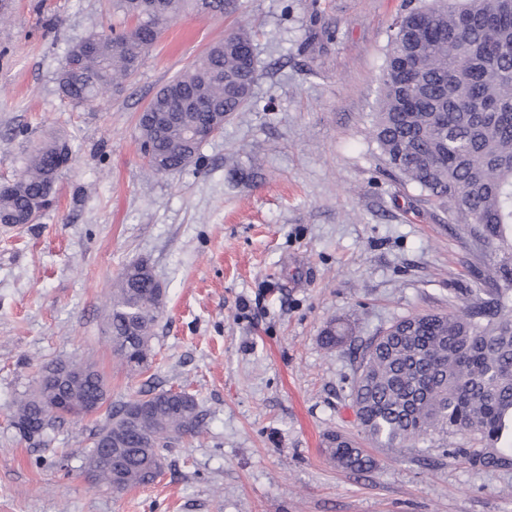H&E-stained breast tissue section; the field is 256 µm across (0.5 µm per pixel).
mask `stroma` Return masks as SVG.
I'll return each instance as SVG.
<instances>
[{
    "label": "stroma",
    "mask_w": 512,
    "mask_h": 512,
    "mask_svg": "<svg viewBox=\"0 0 512 512\" xmlns=\"http://www.w3.org/2000/svg\"><path fill=\"white\" fill-rule=\"evenodd\" d=\"M404 3L235 0L218 16L180 15L122 91L76 106L58 72L71 44L115 25L106 0H11L0 184L52 135L72 161L37 223L0 226V512H512V470L473 468L440 444L376 447L351 398L357 347L406 316L471 306L485 258L368 134ZM242 25L259 64L249 108L200 165L148 175L140 113ZM138 260L165 305L149 366L131 375L103 328ZM333 321L353 342L330 352L321 335ZM71 360L103 374L105 402L26 440L16 400ZM166 389L196 394L202 433L167 451L153 484L98 486L85 469L93 433L114 404ZM332 431L359 439L374 469L331 462Z\"/></svg>",
    "instance_id": "stroma-1"
}]
</instances>
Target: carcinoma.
Wrapping results in <instances>:
<instances>
[{
    "instance_id": "carcinoma-1",
    "label": "carcinoma",
    "mask_w": 512,
    "mask_h": 512,
    "mask_svg": "<svg viewBox=\"0 0 512 512\" xmlns=\"http://www.w3.org/2000/svg\"><path fill=\"white\" fill-rule=\"evenodd\" d=\"M128 30L92 33L72 45L58 74L70 101L85 105L123 88L137 72L162 26L186 11L222 15L230 0H111ZM259 74L252 36L240 27L215 42L162 87L137 122L148 171L166 174L197 164L205 140L193 129L224 123L250 103ZM370 133L385 163L448 211V223L471 226L489 249L480 275L483 298L448 315L397 321L361 348L353 398L361 432L381 448L448 441L450 454L477 468H512V0H420L396 17L377 112ZM67 142H41L20 173L0 187V224H23L50 209ZM162 285L148 262L124 267L109 297L105 333L119 365H149ZM349 336L329 324L322 344L333 350ZM55 364L39 389L21 398L15 425L23 437L43 436L64 418L49 407L105 393L99 372L59 382ZM201 433L195 396L172 389L126 401L94 434L86 462L95 479L122 492L154 483L164 451ZM336 464L368 472L374 459L340 434L327 437Z\"/></svg>"
}]
</instances>
